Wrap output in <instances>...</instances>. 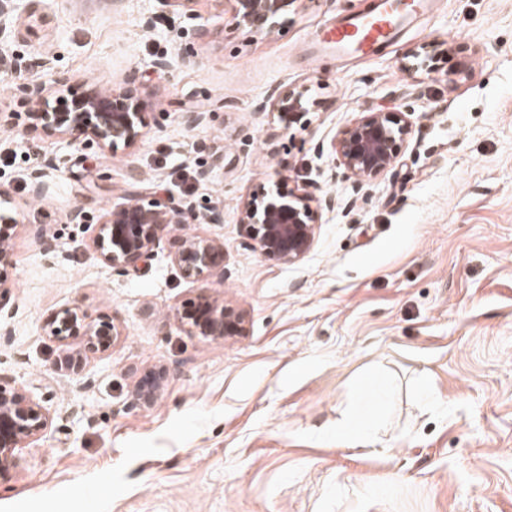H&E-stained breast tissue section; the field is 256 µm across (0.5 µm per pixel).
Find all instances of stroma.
Instances as JSON below:
<instances>
[{
  "mask_svg": "<svg viewBox=\"0 0 512 512\" xmlns=\"http://www.w3.org/2000/svg\"><path fill=\"white\" fill-rule=\"evenodd\" d=\"M373 2L297 0L262 35L233 0H11L0 15V196L17 222L0 378L52 417L0 478V512H512V0H434L373 55H309L326 22ZM130 80L147 120L132 147L29 118L30 89L54 105ZM284 90L309 101L287 122L272 108ZM383 107L411 137L354 185L335 140ZM51 156L33 197L29 174ZM134 171L143 198L222 221L166 230L120 274L91 232ZM294 186L336 206L282 265L250 247L241 207ZM179 235L223 243L210 276H181ZM202 296L241 312L244 334L186 335L177 313ZM66 307L120 329L79 376L56 369L63 345L45 332ZM159 368L143 404L137 385ZM372 370L391 393L351 446L336 432L373 400Z\"/></svg>",
  "mask_w": 512,
  "mask_h": 512,
  "instance_id": "35a3bbf8",
  "label": "stroma"
}]
</instances>
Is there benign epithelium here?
I'll return each instance as SVG.
<instances>
[{"label": "benign epithelium", "mask_w": 512, "mask_h": 512, "mask_svg": "<svg viewBox=\"0 0 512 512\" xmlns=\"http://www.w3.org/2000/svg\"><path fill=\"white\" fill-rule=\"evenodd\" d=\"M234 18L240 25L256 32L272 30L273 19L285 15L296 0H233ZM305 99L285 91L274 100L276 111L288 115L303 110ZM29 117L44 129L65 136L82 138L105 150L129 147L140 138L145 118L134 91L123 88L111 92L101 101L97 94L77 100L73 111L59 112L37 98ZM412 125L397 112H369L338 134L335 141L337 159L354 178L356 185L369 181L392 167L403 144L410 137ZM57 167L48 157L30 175L32 195L43 196L49 188L47 171ZM335 207L328 198L322 202L306 193L255 195L244 203L242 223L248 227L250 246L260 254L282 264L300 261L312 248L316 225L324 209ZM205 222L217 224L216 213L200 214L184 200L151 198L143 201L134 190L130 200L104 214L92 237V247L104 264L118 271L152 257L160 248L162 229L168 224ZM15 219L8 209L0 212V266L11 262L12 230ZM224 244L197 236L178 239L172 261L183 278L199 281L209 276ZM178 320L188 336L222 339L244 331V317L217 299L200 298L189 302L178 312ZM49 335L65 343L78 341L68 348L56 366L73 374L84 371L90 355L110 349L120 331L107 317L93 318L79 308H65L46 323ZM148 377L138 386L137 396L144 404L152 403L158 394L159 380ZM51 426L48 410L31 399L21 388L0 379V477L13 465L18 449L38 440Z\"/></svg>", "instance_id": "obj_1"}]
</instances>
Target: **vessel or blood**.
Segmentation results:
<instances>
[{
	"label": "vessel or blood",
	"mask_w": 512,
	"mask_h": 512,
	"mask_svg": "<svg viewBox=\"0 0 512 512\" xmlns=\"http://www.w3.org/2000/svg\"><path fill=\"white\" fill-rule=\"evenodd\" d=\"M430 0H378L375 10L365 17L345 18L326 25L320 43L342 53L371 55L389 42L404 22L425 13Z\"/></svg>",
	"instance_id": "vessel-or-blood-1"
}]
</instances>
